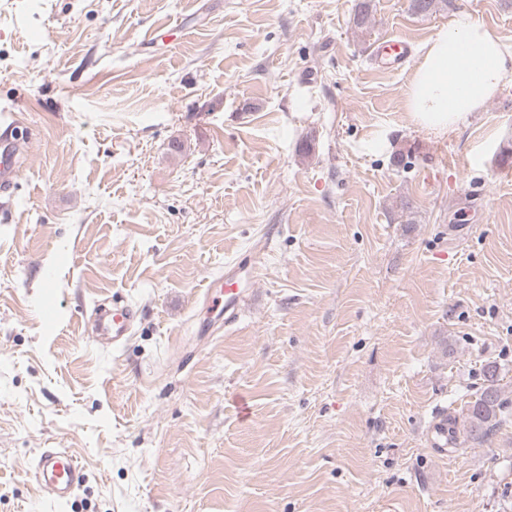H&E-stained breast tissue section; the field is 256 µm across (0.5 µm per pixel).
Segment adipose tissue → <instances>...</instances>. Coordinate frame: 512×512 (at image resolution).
<instances>
[{
	"mask_svg": "<svg viewBox=\"0 0 512 512\" xmlns=\"http://www.w3.org/2000/svg\"><path fill=\"white\" fill-rule=\"evenodd\" d=\"M510 77L512 45L463 12L427 42L405 106L419 125L451 129L481 111Z\"/></svg>",
	"mask_w": 512,
	"mask_h": 512,
	"instance_id": "obj_1",
	"label": "adipose tissue"
}]
</instances>
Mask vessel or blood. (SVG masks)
Instances as JSON below:
<instances>
[{"label":"vessel or blood","instance_id":"vessel-or-blood-1","mask_svg":"<svg viewBox=\"0 0 512 512\" xmlns=\"http://www.w3.org/2000/svg\"><path fill=\"white\" fill-rule=\"evenodd\" d=\"M378 66L401 69L410 65L412 54L409 44L403 39H389L373 51ZM29 144L28 127L19 119H12L0 132V195L10 196L20 176L19 155ZM251 264L238 262L225 270L223 276L207 283L204 300L211 306H222L224 326L232 328L239 320L240 311L247 301L242 288V278L250 274ZM95 326L105 335L111 336L113 347L122 346L132 336L137 321L136 311L129 305H113L98 308ZM35 482L47 491L54 504L68 503L84 481L82 466L70 450L45 448L36 456L33 466Z\"/></svg>","mask_w":512,"mask_h":512}]
</instances>
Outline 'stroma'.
<instances>
[{"label":"stroma","mask_w":512,"mask_h":512,"mask_svg":"<svg viewBox=\"0 0 512 512\" xmlns=\"http://www.w3.org/2000/svg\"><path fill=\"white\" fill-rule=\"evenodd\" d=\"M356 3L0 0L34 134L0 209V512H512V81L436 133L370 61L461 12L512 44V0H371L363 31ZM243 257L227 333L203 293ZM116 296L118 349L88 323ZM490 361L504 421L431 447ZM56 447L62 507L31 475ZM449 438L448 414L446 410H442L436 413L428 433V440L435 448H447ZM33 476L56 505L68 503L84 481L82 466L68 448L42 449L34 460Z\"/></svg>","instance_id":"obj_1"}]
</instances>
